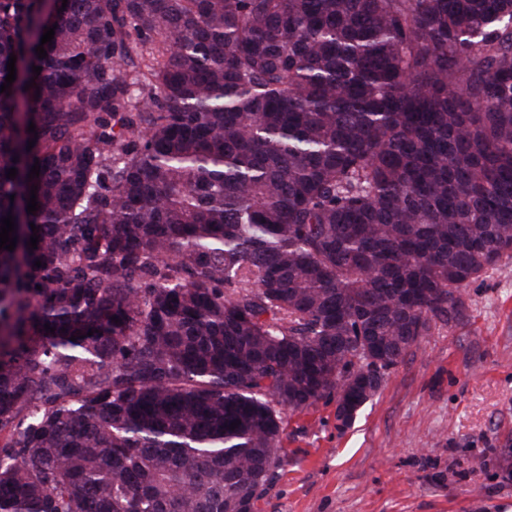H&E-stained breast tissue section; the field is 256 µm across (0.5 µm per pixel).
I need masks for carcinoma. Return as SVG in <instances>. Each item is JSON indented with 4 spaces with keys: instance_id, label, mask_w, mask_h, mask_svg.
Returning <instances> with one entry per match:
<instances>
[{
    "instance_id": "cac0c4a2",
    "label": "carcinoma",
    "mask_w": 512,
    "mask_h": 512,
    "mask_svg": "<svg viewBox=\"0 0 512 512\" xmlns=\"http://www.w3.org/2000/svg\"><path fill=\"white\" fill-rule=\"evenodd\" d=\"M45 2L0 0V512H255L285 413L512 256V0Z\"/></svg>"
}]
</instances>
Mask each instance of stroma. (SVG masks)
Returning a JSON list of instances; mask_svg holds the SVG:
<instances>
[{
    "label": "stroma",
    "mask_w": 512,
    "mask_h": 512,
    "mask_svg": "<svg viewBox=\"0 0 512 512\" xmlns=\"http://www.w3.org/2000/svg\"><path fill=\"white\" fill-rule=\"evenodd\" d=\"M465 294L467 318L433 326L350 428L332 400L286 414L258 512H512L494 466L512 445V257Z\"/></svg>",
    "instance_id": "stroma-1"
}]
</instances>
